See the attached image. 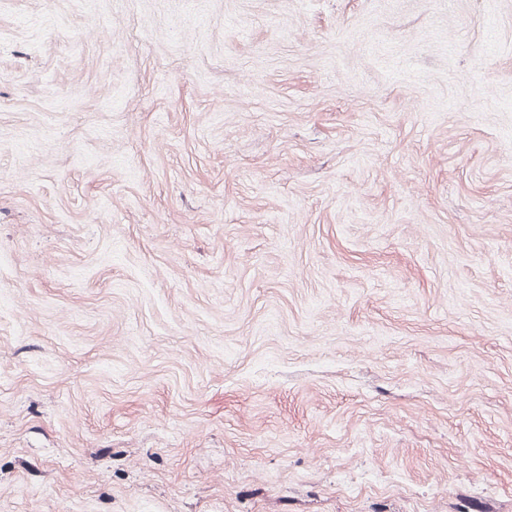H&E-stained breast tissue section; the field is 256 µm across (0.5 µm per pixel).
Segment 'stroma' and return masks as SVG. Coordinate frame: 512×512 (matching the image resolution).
Wrapping results in <instances>:
<instances>
[{
  "mask_svg": "<svg viewBox=\"0 0 512 512\" xmlns=\"http://www.w3.org/2000/svg\"><path fill=\"white\" fill-rule=\"evenodd\" d=\"M0 512H512V0H0Z\"/></svg>",
  "mask_w": 512,
  "mask_h": 512,
  "instance_id": "35a3bbf8",
  "label": "stroma"
}]
</instances>
